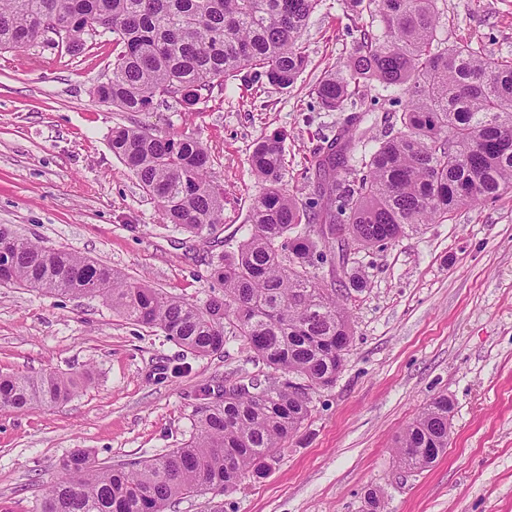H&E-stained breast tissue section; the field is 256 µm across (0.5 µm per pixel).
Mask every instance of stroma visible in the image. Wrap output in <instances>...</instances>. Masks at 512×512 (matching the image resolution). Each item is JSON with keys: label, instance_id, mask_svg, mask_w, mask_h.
<instances>
[{"label": "stroma", "instance_id": "stroma-1", "mask_svg": "<svg viewBox=\"0 0 512 512\" xmlns=\"http://www.w3.org/2000/svg\"><path fill=\"white\" fill-rule=\"evenodd\" d=\"M439 37L512 60V0H442ZM369 17L318 0L299 41L307 66L281 89L243 70L184 111L175 102L124 112L99 102L112 72L111 35L83 48L0 52V224L65 248L125 277L189 300L219 287L209 263L236 250L261 185L250 157L261 137L284 136L283 182L306 200L309 158L342 122L315 87L353 54ZM150 125L197 138L224 192V220L198 238L162 220L154 199L110 148L117 126ZM368 286L345 290L352 336L333 386L265 476L236 490L169 504L165 512H512V190L457 209L385 250L361 251ZM0 370L77 372L67 401L0 409V512H36L71 451L98 465L156 456L189 439L206 384L273 371L235 342L190 354L157 328L113 315L98 299L0 287ZM452 403L444 454L410 472L396 456L401 430L439 395Z\"/></svg>", "mask_w": 512, "mask_h": 512}]
</instances>
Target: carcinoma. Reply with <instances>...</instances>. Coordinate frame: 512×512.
<instances>
[{
  "instance_id": "1",
  "label": "carcinoma",
  "mask_w": 512,
  "mask_h": 512,
  "mask_svg": "<svg viewBox=\"0 0 512 512\" xmlns=\"http://www.w3.org/2000/svg\"><path fill=\"white\" fill-rule=\"evenodd\" d=\"M317 0H0V50L46 43L79 49L85 37L110 33L122 50L112 60L103 103L148 112L157 101L198 104L214 86L253 70L281 89L306 65L299 39ZM371 18L345 70L316 89L328 112L348 116L312 166L321 178L299 206L283 187L284 148L265 136L251 155L263 191L249 211L235 253L218 254L210 276L222 293L190 301L121 277L65 249L43 246L0 225L11 259L0 287L98 298L112 313L159 328L198 356L224 349L226 336L280 376L200 390L182 446L130 464L98 466L76 449L62 476L45 488L39 512H164L167 504L230 492L276 460L310 412L312 393L330 387L351 339L336 279L311 268H345L336 227L362 248L385 249L459 207L494 201L512 189V61L483 57L438 38L439 0H346ZM397 87L389 107L371 100L372 83ZM383 137L368 135L367 121ZM112 153L157 201L163 220L193 236L213 233L224 192L209 176V155L194 137L143 126L112 131ZM319 223L300 229L303 210ZM78 377L0 373V409L25 410L67 400ZM448 396L434 398L396 444L401 467H429L448 448Z\"/></svg>"
}]
</instances>
